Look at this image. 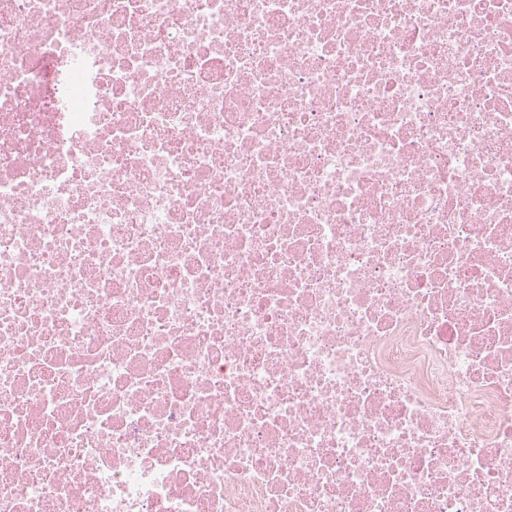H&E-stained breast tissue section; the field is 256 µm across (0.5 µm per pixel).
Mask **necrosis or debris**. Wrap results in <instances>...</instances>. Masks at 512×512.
Returning <instances> with one entry per match:
<instances>
[{"label": "necrosis or debris", "mask_w": 512, "mask_h": 512, "mask_svg": "<svg viewBox=\"0 0 512 512\" xmlns=\"http://www.w3.org/2000/svg\"><path fill=\"white\" fill-rule=\"evenodd\" d=\"M0 512H512V0H0Z\"/></svg>", "instance_id": "obj_1"}]
</instances>
